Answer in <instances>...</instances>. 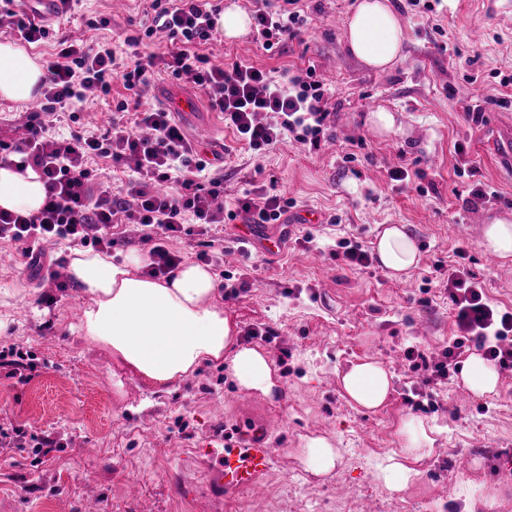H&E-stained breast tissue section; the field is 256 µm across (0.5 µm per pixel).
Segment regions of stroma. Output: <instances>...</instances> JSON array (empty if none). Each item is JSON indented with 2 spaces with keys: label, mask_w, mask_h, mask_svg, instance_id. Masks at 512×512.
<instances>
[{
  "label": "stroma",
  "mask_w": 512,
  "mask_h": 512,
  "mask_svg": "<svg viewBox=\"0 0 512 512\" xmlns=\"http://www.w3.org/2000/svg\"><path fill=\"white\" fill-rule=\"evenodd\" d=\"M355 0H302L307 23L300 35L268 51L256 31L229 40L213 32L198 52L218 63L245 60L285 81L315 66L328 91L329 117L321 147L300 150L285 142L254 157L225 127L209 102L174 121L187 138L214 127L216 142L201 146L224 176V208L235 211L245 191L258 187L295 200L324 218L320 224L272 225L292 239L268 253L239 244L240 220L218 227L209 253L221 258L242 287L224 303L241 344L269 353L280 387L266 398L239 389L227 365L206 364L170 393H160L121 366L110 347L78 335L83 308L72 282L48 272L31 275L20 245L0 239V351L13 347L34 358L26 381L0 362V425H15L42 440L39 448L0 447V512H84L111 504L112 512H461L455 493L469 480L493 489L480 512H512V371H501L497 394L474 396L452 373L424 387L404 350L414 346L440 359L456 338L448 292L431 276L435 263L454 264L466 251L468 270L489 302L512 309V260L491 264L483 227L496 214H512V169L502 160L512 149V0H441L433 10L393 0L406 28L403 57L376 73L345 50L347 18ZM148 0H79L70 18L55 25L49 42L28 45L50 57L57 41L109 43L150 25ZM109 17L107 28L97 27ZM482 32L481 39L470 36ZM468 87L469 100L457 96ZM134 102L121 79L108 96L86 101L81 121L105 130L118 101ZM481 106L472 120L467 106ZM395 117L382 136L367 118L377 109ZM407 167L411 178L391 181ZM489 185L498 196L471 203L474 189ZM387 224L406 225L420 254L407 277H390L379 263L351 267L337 259L340 240L356 236L374 249ZM312 242H304L305 233ZM270 327L273 341L249 339V328ZM372 358L391 374V391L376 412L349 403L340 374ZM428 389L433 409L422 412L408 397ZM421 415L438 429L435 453L415 462L418 481L399 493L376 478L387 454L399 450L403 418ZM258 425L268 430L275 463L256 488L229 502L211 497L191 448L214 433ZM323 436L344 453L328 475L307 470L298 450L307 437ZM191 480L175 492L172 476ZM138 490H130V483Z\"/></svg>",
  "instance_id": "35a3bbf8"
}]
</instances>
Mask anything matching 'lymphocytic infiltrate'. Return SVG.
<instances>
[{
    "mask_svg": "<svg viewBox=\"0 0 512 512\" xmlns=\"http://www.w3.org/2000/svg\"><path fill=\"white\" fill-rule=\"evenodd\" d=\"M298 3L284 0L281 7L254 11L265 49L298 37L305 23ZM150 8L153 16L143 35L125 40L130 49L127 63H119L107 45L62 43L44 64L43 102L28 115L26 137L0 138V165L15 166L20 172L33 168L46 189L37 214L0 211V239L20 244L32 269L40 267L41 254L34 248L38 242H90L111 249L113 218L121 212L154 242L149 274L164 276L181 261L166 247V239L176 237L185 225H196L199 258L206 262L213 226L236 217L219 202L224 195L223 175L211 171L170 112L145 109L132 125L113 121L101 136L88 131H74L66 138L52 134L58 110H69L70 120L78 121L75 106L86 102L89 93H109L113 79H121L126 90L136 92L149 84L153 68L160 65L175 79L204 88L211 107L223 113L225 124L256 156L288 138L312 148L320 145L328 112L323 106L325 87L314 67L283 84L249 63L214 64L196 47L211 38L220 11L217 0H151ZM157 35L169 40L167 55L149 51L147 41ZM95 156L128 170L127 180L115 186L94 184L87 162ZM435 273L446 279L460 337L443 350L441 360L423 363L425 385L441 383L457 370L469 339L500 369L512 370V311L493 308L482 283L464 265L439 264Z\"/></svg>",
    "mask_w": 512,
    "mask_h": 512,
    "instance_id": "lymphocytic-infiltrate-1",
    "label": "lymphocytic infiltrate"
}]
</instances>
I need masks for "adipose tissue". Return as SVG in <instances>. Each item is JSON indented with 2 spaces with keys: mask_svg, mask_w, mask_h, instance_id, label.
Wrapping results in <instances>:
<instances>
[{
  "mask_svg": "<svg viewBox=\"0 0 512 512\" xmlns=\"http://www.w3.org/2000/svg\"><path fill=\"white\" fill-rule=\"evenodd\" d=\"M405 31L391 0H357L347 22L346 48L368 68L384 72L402 55ZM44 76L38 60L11 42H0V98L33 99ZM46 191L35 170L19 173L0 167V209L24 215L38 213ZM381 265L392 277L407 275L419 263L414 240L404 225L386 226L376 243ZM147 255L130 251L115 257L91 249L70 251L68 271L87 297L78 330L112 349L115 357L160 391L169 393L205 363L229 362L242 390L271 397L279 381L269 354L238 345L236 326L218 298V275L211 266L183 262L169 276H143ZM348 397L374 411L386 402L390 375L376 360L351 364L340 375ZM465 388L477 396L496 394L500 374L480 353H472L461 370ZM435 429L419 417L404 419L397 431L399 452L386 457L377 478L398 492L417 477L414 461L430 456Z\"/></svg>",
  "mask_w": 512,
  "mask_h": 512,
  "instance_id": "obj_1",
  "label": "adipose tissue"
}]
</instances>
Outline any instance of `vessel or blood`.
I'll return each mask as SVG.
<instances>
[{
    "label": "vessel or blood",
    "mask_w": 512,
    "mask_h": 512,
    "mask_svg": "<svg viewBox=\"0 0 512 512\" xmlns=\"http://www.w3.org/2000/svg\"><path fill=\"white\" fill-rule=\"evenodd\" d=\"M194 453L207 465V486L219 500L258 485L272 466L273 454L265 429L253 427L235 437H213L199 443Z\"/></svg>",
    "instance_id": "b4317fda"
}]
</instances>
